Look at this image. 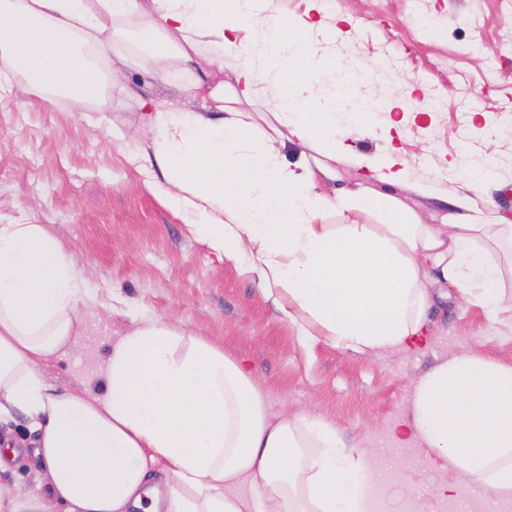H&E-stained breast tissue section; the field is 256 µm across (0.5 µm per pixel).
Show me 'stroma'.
Masks as SVG:
<instances>
[{"label": "stroma", "mask_w": 512, "mask_h": 512, "mask_svg": "<svg viewBox=\"0 0 512 512\" xmlns=\"http://www.w3.org/2000/svg\"><path fill=\"white\" fill-rule=\"evenodd\" d=\"M335 33L314 29L315 54L349 65L372 104L369 130L348 138L354 154L396 146L409 179L377 183L439 224L469 194L477 210L512 220V0H342ZM389 64H379L380 56ZM144 98L194 107L177 77L141 79ZM425 99L423 112L387 111L390 100ZM147 111L113 95L95 112L68 100L38 101L25 84L0 90V223L43 224L74 256L92 303L79 305V332L50 358L58 381L82 388L104 368L110 344L131 317L176 325L246 361L273 411L331 421L348 447L368 449L381 512H512L494 492L447 469L429 449L393 441L414 382L437 360L467 351L512 364V309L499 323L437 298L420 349L360 357L324 344L305 347L234 263L192 237L181 214L146 183L134 159L149 134ZM496 161L494 181L470 190L461 169ZM38 435L14 415L0 419V488L24 502H48ZM447 481V497L433 485Z\"/></svg>", "instance_id": "obj_1"}]
</instances>
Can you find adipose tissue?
Returning <instances> with one entry per match:
<instances>
[{
  "instance_id": "adipose-tissue-1",
  "label": "adipose tissue",
  "mask_w": 512,
  "mask_h": 512,
  "mask_svg": "<svg viewBox=\"0 0 512 512\" xmlns=\"http://www.w3.org/2000/svg\"><path fill=\"white\" fill-rule=\"evenodd\" d=\"M310 15H262L255 0H0V89L23 81L40 100L103 110L114 63L158 78L190 76L202 111L153 106L142 168L170 185L189 233L250 275L301 343L357 356L417 348L430 281L455 288L489 322L512 286V224L474 219L460 197L447 223L426 224L398 198L360 188L336 200L317 176L349 155L363 101L317 95L337 64L316 58ZM272 75L271 108L252 58ZM237 87L226 90L225 70ZM309 147L293 169L280 150ZM379 224H327L333 210ZM90 294L77 263L42 224H0V417L22 412L68 512H368L367 452L306 412L273 416L255 372L207 341L136 317L113 344L96 390L79 394L41 369L76 334ZM394 441L428 448L459 475L512 499V364L458 352L415 383ZM168 467L165 494L149 484ZM248 481L254 492L234 489Z\"/></svg>"
}]
</instances>
